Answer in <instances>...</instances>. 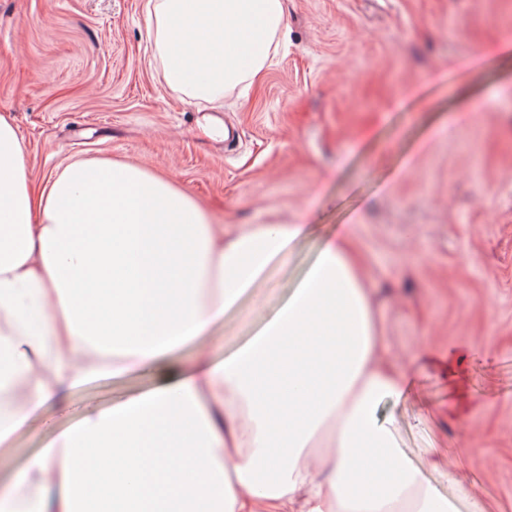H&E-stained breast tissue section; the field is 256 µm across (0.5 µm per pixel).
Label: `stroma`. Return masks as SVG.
<instances>
[{"mask_svg":"<svg viewBox=\"0 0 512 512\" xmlns=\"http://www.w3.org/2000/svg\"><path fill=\"white\" fill-rule=\"evenodd\" d=\"M145 4L0 0V114L32 184L77 159L116 160L167 175L220 224L314 225L199 343L218 356L283 304L318 236L351 225L401 361L422 340L476 353L456 405L430 365L418 397L383 405L405 453L458 512H470L463 485L512 512V57L482 53L512 31V0H286V42L260 86L215 103L165 82ZM207 113L227 138L203 133ZM160 379L146 370L60 393L0 450V483L87 410Z\"/></svg>","mask_w":512,"mask_h":512,"instance_id":"obj_1","label":"stroma"}]
</instances>
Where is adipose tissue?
Segmentation results:
<instances>
[{
    "mask_svg": "<svg viewBox=\"0 0 512 512\" xmlns=\"http://www.w3.org/2000/svg\"><path fill=\"white\" fill-rule=\"evenodd\" d=\"M146 16L167 84L207 101L261 79L285 19L284 0H147ZM309 232L225 230L127 163L77 161L34 191L0 114V446L62 391L173 369L57 433L0 487V512H457L380 412L415 381L350 225L251 339L178 364Z\"/></svg>",
    "mask_w": 512,
    "mask_h": 512,
    "instance_id": "obj_1",
    "label": "adipose tissue"
}]
</instances>
